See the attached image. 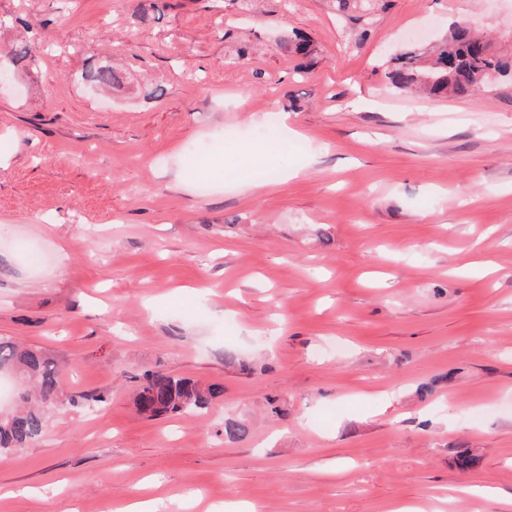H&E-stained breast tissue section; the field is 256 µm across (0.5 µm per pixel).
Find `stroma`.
Wrapping results in <instances>:
<instances>
[{
    "instance_id": "obj_1",
    "label": "stroma",
    "mask_w": 512,
    "mask_h": 512,
    "mask_svg": "<svg viewBox=\"0 0 512 512\" xmlns=\"http://www.w3.org/2000/svg\"><path fill=\"white\" fill-rule=\"evenodd\" d=\"M140 2L0 0V336L106 399L0 461V512H512V79L385 78L456 21L511 54L512 0ZM148 371L224 395L146 418ZM85 83L99 87L115 88L123 83V77L111 64L90 67L82 73Z\"/></svg>"
}]
</instances>
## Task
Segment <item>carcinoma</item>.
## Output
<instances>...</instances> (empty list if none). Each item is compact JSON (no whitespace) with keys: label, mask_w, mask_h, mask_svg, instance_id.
I'll return each mask as SVG.
<instances>
[{"label":"carcinoma","mask_w":512,"mask_h":512,"mask_svg":"<svg viewBox=\"0 0 512 512\" xmlns=\"http://www.w3.org/2000/svg\"><path fill=\"white\" fill-rule=\"evenodd\" d=\"M346 11L360 9L370 14L378 0H336ZM512 74V58L499 54L492 42L467 21L454 25L448 37L437 43L430 54L406 50L389 59L385 78L400 93H427L434 96H469L492 82L489 74ZM85 83L115 88L123 77L112 65L90 67L82 73ZM0 374L31 383V390L20 396L19 406L0 415V449H22L43 436L46 410L66 408L75 400L64 394L60 369L38 348L22 347L9 338H0ZM224 393L223 386L162 372L144 374L134 405L147 416H184L208 409ZM249 427L236 419L224 420V440L247 439Z\"/></svg>","instance_id":"obj_1"}]
</instances>
